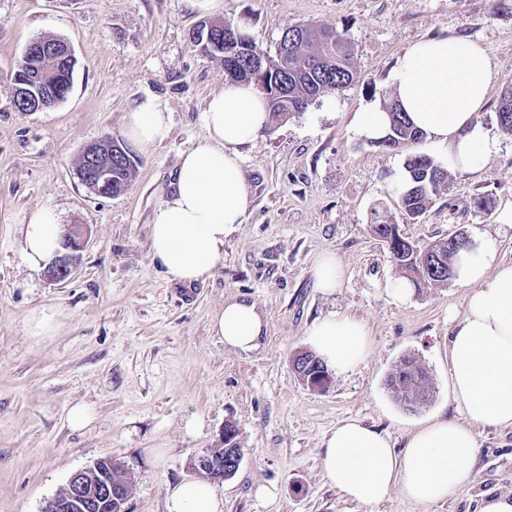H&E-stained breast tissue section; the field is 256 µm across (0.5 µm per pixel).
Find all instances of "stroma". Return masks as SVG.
<instances>
[{
    "mask_svg": "<svg viewBox=\"0 0 512 512\" xmlns=\"http://www.w3.org/2000/svg\"><path fill=\"white\" fill-rule=\"evenodd\" d=\"M233 21L267 52L288 27L343 30L357 76L287 122L242 146L250 202L224 240V264L204 283L173 284L151 259L150 226L167 198L180 155L202 136L201 113L224 85V64L192 40L205 22ZM67 40L77 60L66 98L41 112L13 104V71L29 41ZM448 37L481 43L494 76L479 121L499 142L474 173L448 171L431 206L408 220L396 186L406 153L367 144L352 130L365 104L392 100L389 75L414 42ZM512 86V0H0V512H41L69 476L104 457L124 461L129 512H164L167 487L195 478L191 458L224 445L233 425L243 450L237 472L214 483L224 512H475L481 492L512 491V430L478 429L476 481L445 501L421 505L392 491L360 505L329 484L322 441L356 417L403 449L434 417L461 418L448 389L450 341L467 291L456 281L394 301L386 245L375 214L424 244L459 231L496 239L512 261V227L497 220L512 199V134L497 109ZM155 96L170 113L168 137L135 153L127 191L94 194L79 179L86 144L124 138L126 117ZM48 205L88 240L61 284L21 259L24 214ZM336 254L344 277L332 294L313 286L312 265ZM230 299L255 303L267 324L261 347L242 353L209 330ZM63 313L37 343L34 309ZM360 319L370 351L328 388L305 384L292 359L306 333L332 313ZM423 363L432 397L407 410L385 385L402 356ZM87 405L91 424L72 429L69 408ZM200 421L187 432L188 421ZM275 488V501L257 497Z\"/></svg>",
    "mask_w": 512,
    "mask_h": 512,
    "instance_id": "obj_1",
    "label": "stroma"
}]
</instances>
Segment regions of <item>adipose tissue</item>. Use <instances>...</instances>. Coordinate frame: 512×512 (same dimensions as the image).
<instances>
[{"label": "adipose tissue", "instance_id": "1", "mask_svg": "<svg viewBox=\"0 0 512 512\" xmlns=\"http://www.w3.org/2000/svg\"><path fill=\"white\" fill-rule=\"evenodd\" d=\"M492 80L482 45L452 38L422 39L403 53L390 77L395 100L431 146L445 149L449 168L476 171L498 141L478 120ZM203 136L180 156L172 191L154 211L151 258L170 282L190 286L209 280L224 263V238L242 224L249 203L239 146L253 142L269 122L263 94L251 84L225 82L202 112ZM170 116L157 98H143L126 122V134L142 152L168 135ZM21 258L44 270L60 248L56 210H31L21 226ZM457 282L468 288L465 310L450 347V380L465 418L437 419L410 433L404 451L388 435L356 419L337 425L323 441L322 466L346 498L383 501L392 491L431 505L475 482L476 428L512 429V264L500 261L494 242L473 240L454 263ZM210 331L240 352L259 348L266 323L254 303L225 302ZM306 341L336 371L367 357L368 332L349 315L315 321ZM165 512H224V501L197 480L169 488Z\"/></svg>", "mask_w": 512, "mask_h": 512}]
</instances>
